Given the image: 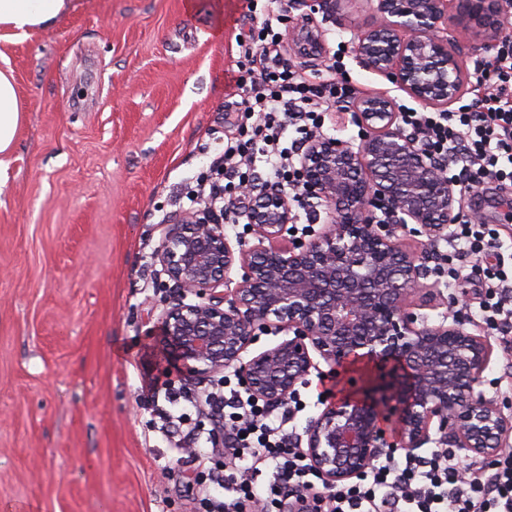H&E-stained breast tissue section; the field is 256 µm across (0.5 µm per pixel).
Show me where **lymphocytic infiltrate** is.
Segmentation results:
<instances>
[{
	"mask_svg": "<svg viewBox=\"0 0 512 512\" xmlns=\"http://www.w3.org/2000/svg\"><path fill=\"white\" fill-rule=\"evenodd\" d=\"M280 2L249 0V14L260 11L264 19L238 41L246 62L236 78L239 110L252 134L225 142L214 180L191 196L193 203L218 205L228 224L245 202L235 188L250 183L257 163L268 164L289 195H297L296 151L316 134L323 112L347 106L357 94L348 79L337 78L338 63L328 64L325 75L313 80L283 61L272 25ZM473 78L470 103L448 112L408 108L402 115L425 149L446 162L454 180L468 190L512 182L511 34L492 59L475 61ZM290 129L295 136L283 144ZM479 317L499 332L512 327V277L505 270L487 279ZM163 392L168 407L162 416L176 437L175 449L195 450L191 463L204 512H250L257 501L269 508L285 505L290 512H512V451L465 469L448 449L403 461L387 455L354 482L326 492L311 481L312 471L289 428L300 403L271 409L235 389L210 392L201 402L173 385ZM199 403L224 429L223 447L211 454L197 453L202 434L189 424V409Z\"/></svg>",
	"mask_w": 512,
	"mask_h": 512,
	"instance_id": "lymphocytic-infiltrate-1",
	"label": "lymphocytic infiltrate"
}]
</instances>
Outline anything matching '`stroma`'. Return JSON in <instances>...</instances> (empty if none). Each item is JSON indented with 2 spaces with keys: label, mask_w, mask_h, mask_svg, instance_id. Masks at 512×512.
Segmentation results:
<instances>
[{
  "label": "stroma",
  "mask_w": 512,
  "mask_h": 512,
  "mask_svg": "<svg viewBox=\"0 0 512 512\" xmlns=\"http://www.w3.org/2000/svg\"><path fill=\"white\" fill-rule=\"evenodd\" d=\"M247 0H69L45 30L0 40L24 108L0 169V512H194L197 486L159 432L150 391L165 295L160 224L240 123L235 101ZM461 210L500 247L450 257L406 233L430 281L494 346L481 390L512 405V341L470 320L487 272L512 271V217L490 192ZM450 266L470 268L450 280ZM374 366H323L299 393L309 416L363 396Z\"/></svg>",
  "instance_id": "1"
}]
</instances>
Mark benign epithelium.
Wrapping results in <instances>:
<instances>
[{
    "instance_id": "benign-epithelium-1",
    "label": "benign epithelium",
    "mask_w": 512,
    "mask_h": 512,
    "mask_svg": "<svg viewBox=\"0 0 512 512\" xmlns=\"http://www.w3.org/2000/svg\"><path fill=\"white\" fill-rule=\"evenodd\" d=\"M354 0H304L289 20V41L309 60L323 58L326 30L316 15L336 16ZM369 12L351 53L425 108L446 111L471 83L457 42L489 49L505 23L504 0H359ZM336 124L358 125V139L307 140L298 158L303 197L324 208L320 230L293 235L295 203L277 184L254 190L246 211L256 243L232 241L208 209L174 213L162 224L156 277L167 289L158 344L185 387L232 368L254 399L270 406L293 398L319 371L380 364L370 398H344L306 421L303 454L325 488L348 483L384 454L412 456L427 444L465 459L492 460L512 437V412L478 387L493 346L460 315L441 321L414 311L415 296L453 307L400 234L416 224L435 247L460 216L458 184L399 123L386 94L358 96ZM292 235L290 245L278 241ZM240 279L231 277L234 269ZM288 337L250 353L261 334ZM394 408L395 433L383 427Z\"/></svg>"
}]
</instances>
